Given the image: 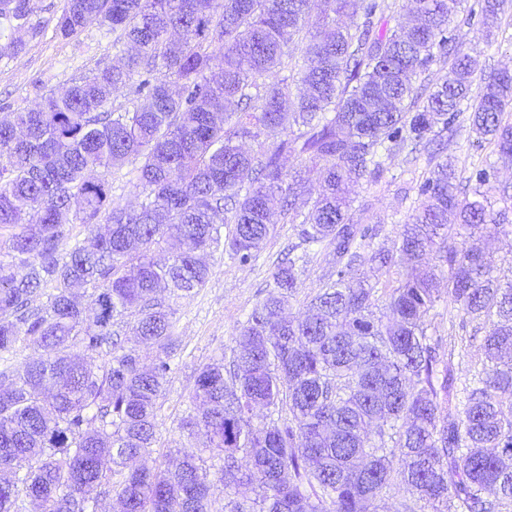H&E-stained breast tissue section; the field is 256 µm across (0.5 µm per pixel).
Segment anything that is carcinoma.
Returning <instances> with one entry per match:
<instances>
[{"mask_svg":"<svg viewBox=\"0 0 512 512\" xmlns=\"http://www.w3.org/2000/svg\"><path fill=\"white\" fill-rule=\"evenodd\" d=\"M462 4L64 0L62 37L97 24L137 52L0 126V228L14 229L0 252V472L13 475L0 512H25L27 499L41 512H97L112 494L124 512H377L394 487L408 496L401 512H512V279L467 245L512 227V183L488 162L463 177L446 156L416 184L398 242L368 257L380 227L352 213L355 188L379 182L389 160L434 162L478 73L470 132L512 160V73L486 69L457 34L475 26L491 43L505 0H478L460 20ZM314 8L321 23L310 27ZM32 14L31 0H0L12 34ZM303 39L297 67L290 47ZM434 65L444 74L432 81L424 74ZM126 88L130 105L109 109ZM268 128L287 135L256 152L239 144ZM284 153L320 171L317 195L302 175L287 177ZM127 164L135 209L91 177ZM277 196L302 244L332 248L336 267L296 316L284 309L309 254L273 265L230 366L198 370L181 429L205 436L204 447L176 449L173 469L150 465L176 348L165 296L205 287L218 252L254 261L274 231ZM70 224L92 245H64ZM172 233L186 249L160 266L153 252ZM433 255L447 268L444 290L425 270ZM367 262L399 268L397 285L379 293L357 276ZM77 285L92 288L86 307L72 298ZM443 292L463 322L484 329L485 362L461 398L424 322ZM125 317L156 349L148 368L117 340ZM20 342L33 357L15 368L7 355ZM258 407L269 422L253 424ZM213 477L224 485L221 508ZM243 486L257 497H239Z\"/></svg>","mask_w":512,"mask_h":512,"instance_id":"cac0c4a2","label":"carcinoma"}]
</instances>
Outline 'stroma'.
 Segmentation results:
<instances>
[{
  "label": "stroma",
  "instance_id": "1",
  "mask_svg": "<svg viewBox=\"0 0 512 512\" xmlns=\"http://www.w3.org/2000/svg\"><path fill=\"white\" fill-rule=\"evenodd\" d=\"M32 4L30 27L20 33L18 47L0 55V122L17 109L35 106L47 94H62L81 76L121 57L107 27L94 24L69 38L58 35L55 23L63 0H32ZM425 168L422 160L407 164L396 159L379 185L359 188L355 201L366 204L367 223L381 225V243L389 246L395 240ZM271 220L275 232L255 263L242 266L228 254H215L207 285L192 297L173 302L178 349L171 359L167 391L158 412L151 463H171L174 448L185 441L180 422L189 410L198 368L230 356L236 328L266 295L265 285L277 256L299 242L294 225L284 223L279 203L271 205ZM334 265L330 250L314 253L290 302L291 312H304L308 297L322 287ZM426 323L430 335L442 337L444 350L457 354L454 375L458 382H465L481 368L483 355L473 338L476 327L462 324L460 313L447 298H440Z\"/></svg>",
  "mask_w": 512,
  "mask_h": 512
}]
</instances>
